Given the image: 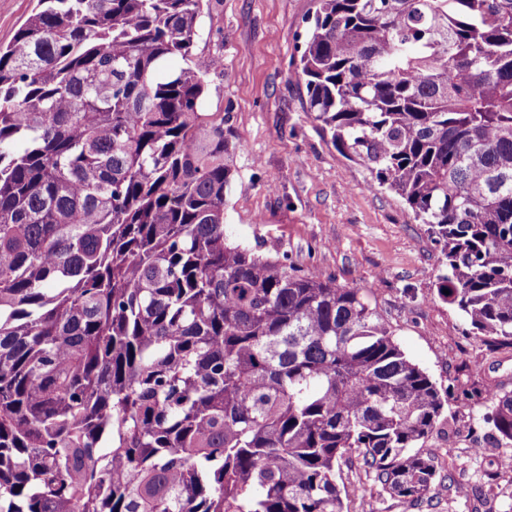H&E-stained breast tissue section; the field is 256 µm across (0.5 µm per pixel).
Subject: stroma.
Wrapping results in <instances>:
<instances>
[{
    "label": "stroma",
    "mask_w": 512,
    "mask_h": 512,
    "mask_svg": "<svg viewBox=\"0 0 512 512\" xmlns=\"http://www.w3.org/2000/svg\"><path fill=\"white\" fill-rule=\"evenodd\" d=\"M315 0H210L195 51L224 55L209 75L201 106L229 114L235 181L225 224L232 239L347 288H368L405 354L438 388L512 390V349L494 350L467 335L458 313L437 296L440 248L393 192L371 185L369 173L325 137L307 108L300 54ZM491 405L449 404L447 422L424 448L440 476L465 486L491 484L482 501L449 500L443 487L431 506L410 510L385 493L348 498L347 512H512V477L499 460Z\"/></svg>",
    "instance_id": "obj_1"
}]
</instances>
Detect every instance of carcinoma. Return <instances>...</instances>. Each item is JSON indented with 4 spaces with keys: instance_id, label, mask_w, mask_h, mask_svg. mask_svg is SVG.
Segmentation results:
<instances>
[{
    "instance_id": "carcinoma-1",
    "label": "carcinoma",
    "mask_w": 512,
    "mask_h": 512,
    "mask_svg": "<svg viewBox=\"0 0 512 512\" xmlns=\"http://www.w3.org/2000/svg\"><path fill=\"white\" fill-rule=\"evenodd\" d=\"M206 2L38 0L0 44V512H344L354 462L415 508L419 448L470 403L364 289L229 240ZM315 3L309 112L441 245L466 331L512 347V0ZM484 394L512 444V391Z\"/></svg>"
}]
</instances>
